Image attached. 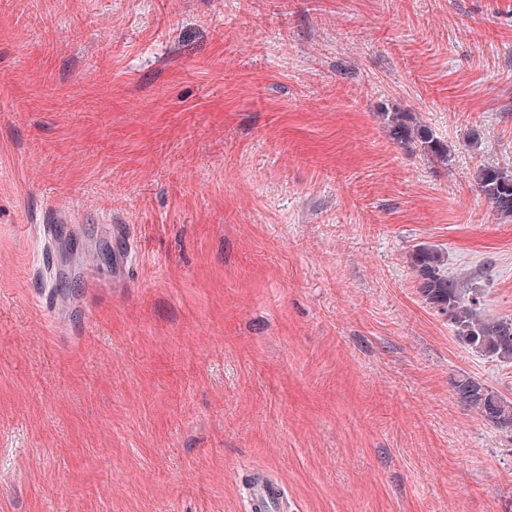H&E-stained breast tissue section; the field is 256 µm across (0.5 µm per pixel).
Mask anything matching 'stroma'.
Instances as JSON below:
<instances>
[{
	"mask_svg": "<svg viewBox=\"0 0 512 512\" xmlns=\"http://www.w3.org/2000/svg\"><path fill=\"white\" fill-rule=\"evenodd\" d=\"M409 112L447 161L393 143ZM512 0H0V512H512V363L422 301L442 249L512 317ZM100 254L42 309L32 227ZM138 261L115 265L108 225ZM477 190L494 211L512 217V175L497 168H480L476 176ZM453 386L464 406L475 410L496 428L512 431V401L474 377L461 376L454 381ZM240 481L247 512H288V493L278 479L249 469Z\"/></svg>",
	"mask_w": 512,
	"mask_h": 512,
	"instance_id": "1",
	"label": "stroma"
}]
</instances>
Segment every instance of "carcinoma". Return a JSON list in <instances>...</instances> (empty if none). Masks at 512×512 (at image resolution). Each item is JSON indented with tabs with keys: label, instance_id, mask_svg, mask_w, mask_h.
<instances>
[{
	"label": "carcinoma",
	"instance_id": "obj_1",
	"mask_svg": "<svg viewBox=\"0 0 512 512\" xmlns=\"http://www.w3.org/2000/svg\"><path fill=\"white\" fill-rule=\"evenodd\" d=\"M382 116L393 142L407 148L416 144L436 159H448L447 145L411 113L384 112ZM476 183L480 195L498 215L512 217V175L497 168L483 167L477 172ZM410 265L423 301L446 316L460 339L502 362H512V318H485L481 314L480 297L465 296L459 282L448 276L441 249L417 247L410 255ZM453 386L464 406L479 413L493 426L512 431V401L470 376L457 378Z\"/></svg>",
	"mask_w": 512,
	"mask_h": 512
}]
</instances>
